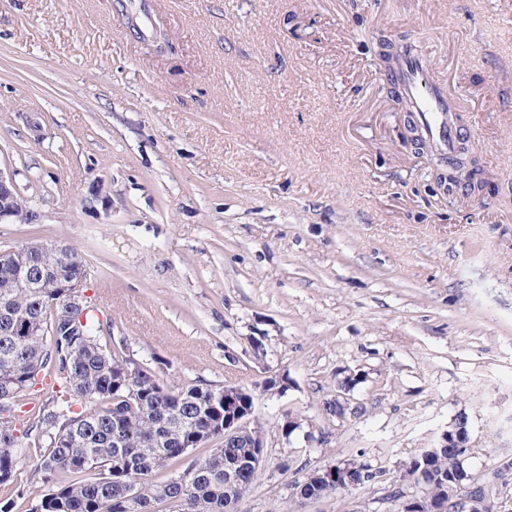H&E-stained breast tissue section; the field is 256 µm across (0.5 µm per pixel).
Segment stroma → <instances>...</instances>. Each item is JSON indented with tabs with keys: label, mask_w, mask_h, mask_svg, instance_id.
Here are the masks:
<instances>
[{
	"label": "stroma",
	"mask_w": 512,
	"mask_h": 512,
	"mask_svg": "<svg viewBox=\"0 0 512 512\" xmlns=\"http://www.w3.org/2000/svg\"><path fill=\"white\" fill-rule=\"evenodd\" d=\"M384 35L460 99L483 192L437 194ZM0 169L37 216L0 251L82 256L165 386L253 390L266 462L238 512H393L380 485L294 486L398 474L461 413L468 479L512 458V0H0ZM351 463L348 466L347 470L344 472V474L341 476V478H338V484H336V465L327 467L325 469H321V473L316 474L318 470H315L314 473L316 474L315 477L318 480H322L327 482L328 484L332 485H326L316 491V489L308 483L309 475L304 479L303 482L297 483L294 487L296 490L295 494L296 497L299 495V491L302 489L303 492L307 490V488L310 486L312 493H314L317 496V499L322 498H328L332 496L338 497L339 495H342L347 491L345 486L349 484H356L358 485H366V484H381L387 482L388 478L386 476L389 475V470H387L384 467H373L370 464H367L365 462L357 461L356 459H350ZM367 471H372L373 474L370 475L366 474ZM335 483V484H333ZM357 486H352L349 490L355 489Z\"/></svg>",
	"instance_id": "obj_1"
}]
</instances>
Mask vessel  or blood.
I'll use <instances>...</instances> for the list:
<instances>
[{
    "label": "vessel or blood",
    "instance_id": "vessel-or-blood-1",
    "mask_svg": "<svg viewBox=\"0 0 512 512\" xmlns=\"http://www.w3.org/2000/svg\"><path fill=\"white\" fill-rule=\"evenodd\" d=\"M428 65L419 55L404 58L398 72V80L403 90L416 104V119L427 137L435 143L439 151L454 157L459 134L456 124L448 119L449 95L437 85L428 83Z\"/></svg>",
    "mask_w": 512,
    "mask_h": 512
}]
</instances>
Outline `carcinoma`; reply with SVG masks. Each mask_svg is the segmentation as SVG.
Here are the masks:
<instances>
[{"mask_svg":"<svg viewBox=\"0 0 512 512\" xmlns=\"http://www.w3.org/2000/svg\"><path fill=\"white\" fill-rule=\"evenodd\" d=\"M32 288L13 287L18 260ZM71 250L58 254L55 269L46 271L23 251L0 257V488L18 484V468L30 448H41L32 465L39 491L0 497V512H232L256 482L242 475L232 488L224 486V463L241 460L262 439V431L221 440L207 447L180 451L183 439L224 421V388L203 384L161 385L150 372L129 384H117L126 364L123 349L112 348V336L92 304L66 307L61 277L84 265ZM52 374L59 386L51 407L35 412L23 431L17 418L4 414L3 403L16 405L35 392L41 373ZM120 465L124 475L112 476ZM389 470L351 460L332 485L317 498L339 496L349 484L387 482ZM137 496L127 500L129 482ZM399 482L423 489L427 499L445 502L459 512L458 490L464 486L462 454L446 449L405 462Z\"/></svg>","mask_w":512,"mask_h":512,"instance_id":"1","label":"carcinoma"}]
</instances>
